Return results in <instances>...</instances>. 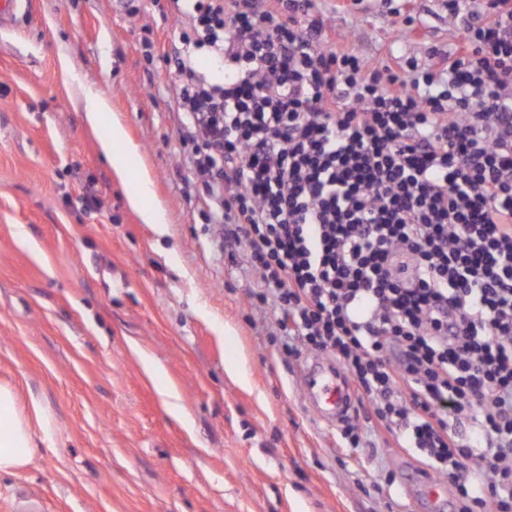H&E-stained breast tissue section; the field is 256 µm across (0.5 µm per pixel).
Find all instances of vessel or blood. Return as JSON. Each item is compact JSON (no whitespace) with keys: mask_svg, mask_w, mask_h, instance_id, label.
Instances as JSON below:
<instances>
[{"mask_svg":"<svg viewBox=\"0 0 512 512\" xmlns=\"http://www.w3.org/2000/svg\"><path fill=\"white\" fill-rule=\"evenodd\" d=\"M303 395L308 407L320 420L329 424L343 420L355 398L345 371L332 365L306 373Z\"/></svg>","mask_w":512,"mask_h":512,"instance_id":"b4317fda","label":"vessel or blood"}]
</instances>
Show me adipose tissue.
I'll use <instances>...</instances> for the list:
<instances>
[{
	"instance_id": "1",
	"label": "adipose tissue",
	"mask_w": 512,
	"mask_h": 512,
	"mask_svg": "<svg viewBox=\"0 0 512 512\" xmlns=\"http://www.w3.org/2000/svg\"><path fill=\"white\" fill-rule=\"evenodd\" d=\"M16 387L0 384V472L28 466L37 453L36 435L52 439L53 429L42 401L30 397L29 414L18 409Z\"/></svg>"
}]
</instances>
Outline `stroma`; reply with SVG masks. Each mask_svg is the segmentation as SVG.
I'll use <instances>...</instances> for the list:
<instances>
[{
  "mask_svg": "<svg viewBox=\"0 0 512 512\" xmlns=\"http://www.w3.org/2000/svg\"><path fill=\"white\" fill-rule=\"evenodd\" d=\"M169 0H31L0 31V383L54 435L0 473V512H452L419 452L353 446L303 401L316 352L286 353L243 248L207 221L173 74ZM336 43L435 70L465 37L445 0H316ZM411 29H404L405 18ZM124 125L163 221L142 223L90 128ZM176 392L184 411L165 402Z\"/></svg>",
  "mask_w": 512,
  "mask_h": 512,
  "instance_id": "1",
  "label": "stroma"
}]
</instances>
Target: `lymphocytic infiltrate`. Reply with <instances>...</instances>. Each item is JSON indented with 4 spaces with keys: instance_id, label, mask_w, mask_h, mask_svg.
<instances>
[{
    "instance_id": "1",
    "label": "lymphocytic infiltrate",
    "mask_w": 512,
    "mask_h": 512,
    "mask_svg": "<svg viewBox=\"0 0 512 512\" xmlns=\"http://www.w3.org/2000/svg\"><path fill=\"white\" fill-rule=\"evenodd\" d=\"M448 13L465 44L418 76L336 49L312 0H194L166 62L286 351L341 360L454 512H512V0Z\"/></svg>"
}]
</instances>
